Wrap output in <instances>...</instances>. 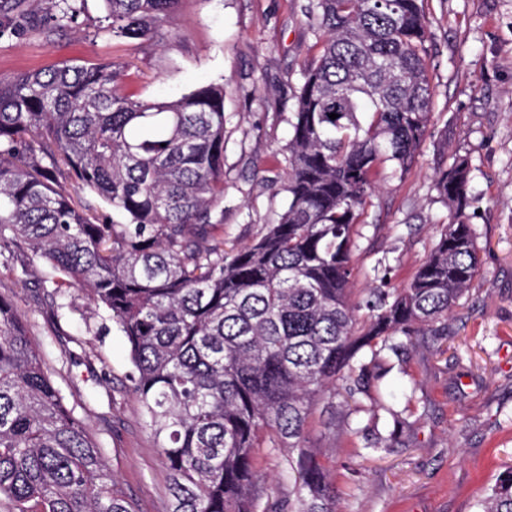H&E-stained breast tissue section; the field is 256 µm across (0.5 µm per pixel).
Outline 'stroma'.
I'll return each mask as SVG.
<instances>
[{
  "instance_id": "35a3bbf8",
  "label": "stroma",
  "mask_w": 512,
  "mask_h": 512,
  "mask_svg": "<svg viewBox=\"0 0 512 512\" xmlns=\"http://www.w3.org/2000/svg\"><path fill=\"white\" fill-rule=\"evenodd\" d=\"M308 0H184L163 44L120 42L97 28L99 0L74 22L57 24L54 0H25L40 27L0 39V76L65 62L128 66L142 96L168 99L199 85L224 86V230L248 244L277 223L288 195L284 148L292 134L294 92L316 37ZM428 61L434 91L432 135L403 178L381 177L380 192L357 227L353 293L405 285L449 219L432 188L441 157L467 156L465 211L479 275L448 315L442 336H418L403 359L388 358L385 381L404 407L409 392L424 413L394 430L363 410L336 404L316 444L334 466L343 512H477V503L512 468V0H427ZM36 273L0 267V294L14 299L31 341L68 405L99 441L107 468L138 512H169L168 474L129 389V345L111 320L94 315L72 290L51 311ZM397 432L388 451L368 446Z\"/></svg>"
}]
</instances>
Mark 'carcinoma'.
<instances>
[{
  "label": "carcinoma",
  "instance_id": "cac0c4a2",
  "mask_svg": "<svg viewBox=\"0 0 512 512\" xmlns=\"http://www.w3.org/2000/svg\"><path fill=\"white\" fill-rule=\"evenodd\" d=\"M101 2L112 38L160 41L182 0ZM85 4L58 0L57 21ZM306 14L316 54L294 94L288 206L243 246L224 248V84L146 99L115 62L0 77V244L43 264L51 306L85 289L126 338L170 512H340L311 444L316 406L447 321L479 273L456 154L433 179L449 221L430 254L403 287L352 301L377 176L403 177L431 134L425 0H309ZM260 448L280 457L288 499L262 502ZM478 508L512 512V469ZM0 512H137L2 295Z\"/></svg>",
  "mask_w": 512,
  "mask_h": 512
}]
</instances>
